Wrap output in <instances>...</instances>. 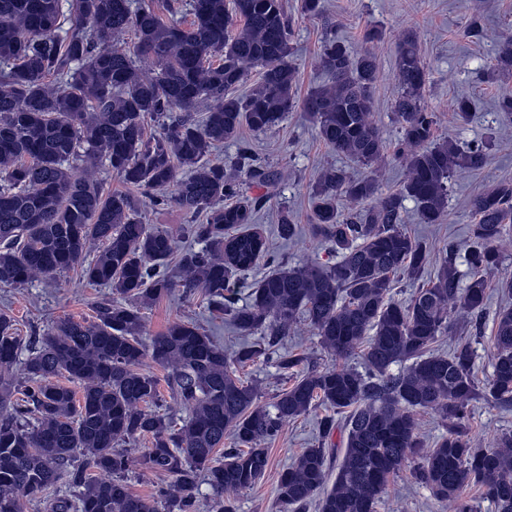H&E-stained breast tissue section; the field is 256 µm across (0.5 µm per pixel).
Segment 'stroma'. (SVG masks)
Here are the masks:
<instances>
[{
  "instance_id": "1",
  "label": "stroma",
  "mask_w": 512,
  "mask_h": 512,
  "mask_svg": "<svg viewBox=\"0 0 512 512\" xmlns=\"http://www.w3.org/2000/svg\"><path fill=\"white\" fill-rule=\"evenodd\" d=\"M293 24L294 53L290 58L297 71L298 92L307 94L325 82L326 74L317 61L325 22H333L352 51H372L377 57L379 79L375 86L372 120L382 131L388 144H395L397 128L393 121L392 103L400 88L394 77L396 46L404 33H414L422 59L429 74L426 100L438 117L440 136L464 142L479 141L488 146V159L478 170L456 171L448 196V215L439 224L419 223L412 213L413 202H406L408 211L404 227L415 238L423 240L433 259H441L445 250L455 252L457 264L465 262L469 230L474 222L470 199L476 193L492 188L501 178L512 177V123L502 122L496 111V101L503 92L512 93V77L498 81L485 80V72L494 64L504 38L512 34V0H322L323 15L310 18L301 15L300 0H284ZM478 20V36H467L471 20ZM378 29L380 38L369 41L365 33ZM465 90L477 102L473 119L458 124L450 108L458 90ZM249 143L256 156L277 169L280 181L265 190L249 188V195L265 193L270 201L255 215L254 225L260 228L274 252L289 266L310 260L334 263L336 254L313 232L309 190L330 167L345 168L351 175H367L366 167L329 150L318 136L316 128L301 112L289 113L276 133L262 134L242 129L237 140L224 142L214 149L211 158L229 161L240 143ZM288 208L299 225L298 235L289 241L276 232L280 208ZM141 217L144 223L173 232L177 250L193 246V239L182 236L183 227L191 217L174 208H159L143 201ZM512 274V241L503 247L499 272L487 277V302L483 315V334H470L462 323H455L451 334L440 337L435 348L452 351L459 344L472 346L476 355L474 379L484 386L492 374L490 336L496 314L512 307V292L500 288L502 276ZM107 288L93 286L82 280L78 270L32 280L20 287H0V312L12 316L18 336L30 342L51 329L64 317L91 320V305L108 296ZM144 328L141 341L150 344L152 338L176 320L200 325L223 346L227 355H235L245 345L260 342V335L240 333L227 316L211 312L202 293L186 294L182 290L159 299L143 311ZM283 351L299 354L308 364L325 368L336 360L322 347L308 322L301 321L289 330L282 342ZM239 376L257 391L259 404L267 406L291 381L282 376L274 364L257 361L240 366ZM326 414L319 407L309 414L289 420L281 434L267 444L270 466L253 488L234 495L237 512H279L276 485L284 468L308 448L325 445L342 447L343 429H335L330 437H322L319 421ZM470 444L484 448L503 433H512V405L491 406L473 402L466 418ZM412 464H405L395 476L389 495L379 504L378 512H450L447 502L438 500L431 491L412 475Z\"/></svg>"
}]
</instances>
